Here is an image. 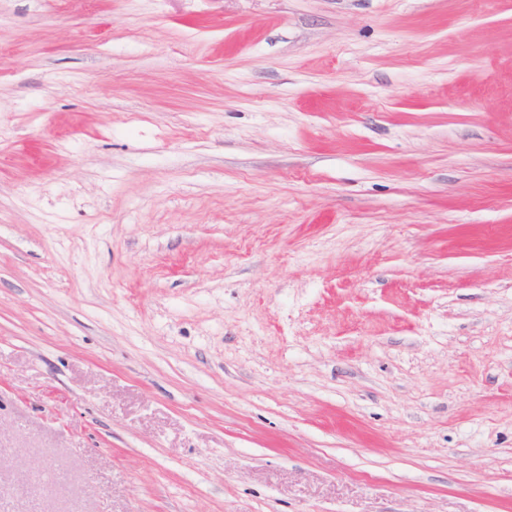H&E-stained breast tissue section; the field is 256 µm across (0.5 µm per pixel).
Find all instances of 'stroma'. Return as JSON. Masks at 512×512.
I'll return each instance as SVG.
<instances>
[{
    "instance_id": "1",
    "label": "stroma",
    "mask_w": 512,
    "mask_h": 512,
    "mask_svg": "<svg viewBox=\"0 0 512 512\" xmlns=\"http://www.w3.org/2000/svg\"><path fill=\"white\" fill-rule=\"evenodd\" d=\"M0 512H512V0H0Z\"/></svg>"
}]
</instances>
